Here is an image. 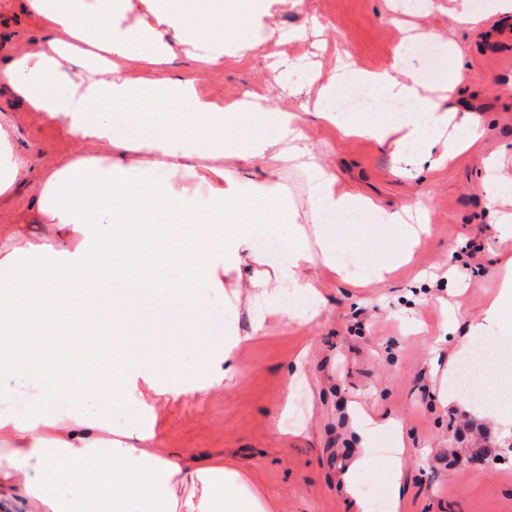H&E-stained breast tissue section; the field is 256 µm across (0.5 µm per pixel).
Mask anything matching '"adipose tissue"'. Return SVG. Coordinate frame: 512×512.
<instances>
[{
	"label": "adipose tissue",
	"mask_w": 512,
	"mask_h": 512,
	"mask_svg": "<svg viewBox=\"0 0 512 512\" xmlns=\"http://www.w3.org/2000/svg\"><path fill=\"white\" fill-rule=\"evenodd\" d=\"M240 0H25L47 37L36 52L10 60L0 92L22 101L79 142L106 145L107 161L81 156L44 173L36 214L53 229L52 244L0 254V378L30 385L25 415L0 413V498L20 497L35 512H75L61 492L70 486L94 512H270L266 498L240 472L220 463L186 466L178 457L149 450L141 417L148 406L133 393L137 381H180V391L205 397L236 377L237 339L210 349L193 369L181 362L183 344L168 338L146 346L141 325L160 318L200 328L203 299L197 281L220 285L224 271L251 259V288L263 291L275 313L310 322L325 300L310 268L321 263L336 278L353 272L324 229L333 216L365 212L388 226L400 246L371 261V276L385 280L430 236L428 217L408 223V208L378 206L340 189L325 159L307 141L298 116L281 109L267 136L251 125L269 111L266 96L222 105L201 98L193 85L168 75L186 54L210 65L224 56L225 21ZM140 57L157 78L122 75V61ZM472 76L457 45H450L440 82L422 84L400 65L365 71L337 66L319 96L334 98L346 84L379 89L386 117L319 109V117L346 136L390 151L399 174L420 178L425 168L448 165L462 143L480 138L479 119L458 117L449 100ZM166 113L163 123L143 116L142 104ZM239 168L225 172L224 159ZM260 162L262 175L244 171ZM488 201L498 208L497 228L512 236V176L503 158L484 160ZM138 170L135 180L124 171ZM188 173L206 183L205 204L177 196L157 170ZM298 174L304 193L282 181ZM287 225L288 261L267 271L253 253L254 233ZM181 263L183 280L156 277L157 267ZM512 256L502 263L497 291L480 314L458 310L467 332L457 339L447 370L477 339L512 327ZM131 399L136 421L112 425L113 400Z\"/></svg>",
	"instance_id": "ef3b65f1"
}]
</instances>
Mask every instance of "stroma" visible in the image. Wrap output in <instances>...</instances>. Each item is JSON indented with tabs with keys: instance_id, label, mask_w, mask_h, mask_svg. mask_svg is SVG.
<instances>
[{
	"instance_id": "35a3bbf8",
	"label": "stroma",
	"mask_w": 512,
	"mask_h": 512,
	"mask_svg": "<svg viewBox=\"0 0 512 512\" xmlns=\"http://www.w3.org/2000/svg\"><path fill=\"white\" fill-rule=\"evenodd\" d=\"M449 0H425L411 15L393 12L387 0H299L278 7L277 22L299 30L318 24L328 42L314 51L294 41L244 54L240 40L251 31L245 12L226 21L223 60L206 66L182 55L171 68L207 98L232 103L256 92L271 110L302 115L303 131L314 150L336 165L342 188L376 204L399 208L419 195L430 200L431 237L412 260L383 283L345 282L318 273L326 304L315 320L301 323L274 316L263 334L252 335L251 319L264 298L253 297L237 271L224 285H195L205 298L201 339L185 337L184 364L196 360L199 344L223 345L238 336L237 376L226 388L204 398L161 401L147 412L155 432L152 450L180 455L189 466L221 462L247 477L273 505V512H353L341 477L356 452L365 460L354 472L364 500L379 498L387 512H512V465L475 463L480 448L497 454L500 432L479 406H463L455 394L465 383L442 384L430 345L440 341L441 356L466 329L451 318L452 306L479 313L494 292L500 263L512 255V238L500 236L485 204L483 161L502 151L512 155V92L500 91L512 75V21L483 18L454 24ZM409 26L439 32L435 57L410 56L406 66L427 84L438 81L449 43L463 52L474 80L462 98L480 110L485 134L448 165L424 172L417 184L391 172L392 162L374 141L343 136L313 112L305 96L282 95L269 68L272 59L316 56L331 71L336 56L348 52L361 69L391 67ZM42 23L26 14L22 0H0V72L19 50L39 49ZM10 115L12 141L26 172L12 194L0 198V227L16 226L18 236L0 238V248L43 243L48 225L35 219V187L47 168L92 153L89 144L68 137L58 126L0 96V113ZM327 229L347 251L351 264L368 267L364 242L377 252L396 244L390 230L370 227L363 214L332 220ZM368 423L357 442L349 421ZM402 462L394 479L390 463Z\"/></svg>"
}]
</instances>
